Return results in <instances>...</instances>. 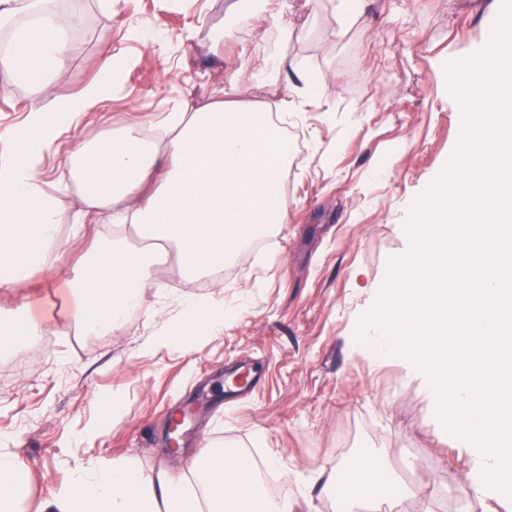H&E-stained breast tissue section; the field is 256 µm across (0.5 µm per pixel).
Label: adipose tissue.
<instances>
[{
	"label": "adipose tissue",
	"instance_id": "obj_1",
	"mask_svg": "<svg viewBox=\"0 0 512 512\" xmlns=\"http://www.w3.org/2000/svg\"><path fill=\"white\" fill-rule=\"evenodd\" d=\"M229 18L270 19L283 38L288 0H228ZM77 12H62L53 0H0V25H9L11 47L0 56L10 74L26 81L33 96L23 136L14 151L0 154V288L28 281L35 272L56 269L59 252L74 246L87 224H117L129 234L100 235L78 249L69 285L79 293L75 317L79 331L112 332L155 283L159 264L176 255V271L187 280L223 267L265 228L286 223L288 202L280 171L288 142L267 120L262 106L233 97L206 104L183 99L163 119H136L121 132H102L87 149L72 155L58 183L82 189V208L61 237V212L36 165L60 127L48 124L38 96L62 76L69 30ZM276 70L292 72L296 82L284 112L319 103L327 90L324 75L309 72L293 58H279ZM118 77L115 67L84 87L78 99L57 104L65 125L81 120L88 107L104 100ZM63 124V125H64ZM233 310L223 300L182 297L175 318L162 325V340L223 330ZM362 505L397 509L409 493L383 457L347 465L326 463L310 480ZM27 474L11 454L0 452V512H25ZM312 512L313 496L264 498L255 471L243 454L212 449L193 459L186 471L163 473L146 482L128 464L100 463L77 471L70 483L46 502L43 512Z\"/></svg>",
	"mask_w": 512,
	"mask_h": 512
}]
</instances>
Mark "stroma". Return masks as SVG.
I'll return each instance as SVG.
<instances>
[{
  "instance_id": "35a3bbf8",
  "label": "stroma",
  "mask_w": 512,
  "mask_h": 512,
  "mask_svg": "<svg viewBox=\"0 0 512 512\" xmlns=\"http://www.w3.org/2000/svg\"><path fill=\"white\" fill-rule=\"evenodd\" d=\"M288 3L292 39L250 19L218 46L210 31L223 25L226 0H112L108 8L63 0L82 22L71 33L63 78L42 99L47 112L77 98L106 64L120 77L107 99L43 150L46 182L79 145L120 131L133 116L159 119L186 97L224 99L231 73L244 101L278 102L290 94L287 74L268 69L279 56L323 73L328 92L320 105L287 115L294 145L282 183L287 224L209 275L206 286L160 272L126 328L78 347L72 328L59 324L79 305L65 283L72 252L60 254V277L39 272L0 288L8 310L44 286L56 291L28 310L40 337L0 357V434L29 470L27 512H39L79 467L126 463L153 481L187 468L210 442L277 458L276 472L296 498L321 464L383 453L416 492L401 512H505L466 495L476 454L438 436L420 381L400 360L371 356L357 337L390 261L407 248L402 228L414 201L460 134L462 108L445 67L481 47L500 10L494 0H370L339 36L332 10L313 30L315 0ZM30 101L24 83L0 68V153L14 150L5 133L23 127ZM187 293L241 304L219 334L140 352ZM233 362L263 364L262 386L240 404L201 414L181 452H172L167 403L203 380L220 388Z\"/></svg>"
}]
</instances>
